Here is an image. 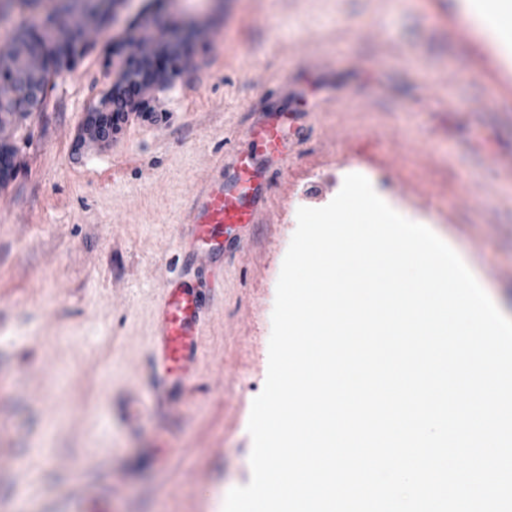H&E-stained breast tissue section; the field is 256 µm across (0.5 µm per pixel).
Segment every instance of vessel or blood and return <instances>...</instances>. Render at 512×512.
I'll use <instances>...</instances> for the list:
<instances>
[{"mask_svg": "<svg viewBox=\"0 0 512 512\" xmlns=\"http://www.w3.org/2000/svg\"><path fill=\"white\" fill-rule=\"evenodd\" d=\"M277 97L278 105L253 116L248 149L225 148L220 178L196 191L189 222L198 247L233 250L241 231L267 211L270 183L281 174L293 147L306 140L307 88L285 76L278 83ZM201 321L198 288L183 281L165 288L150 347L160 402L174 397L194 377L201 354ZM58 512H111V495L84 484Z\"/></svg>", "mask_w": 512, "mask_h": 512, "instance_id": "b4317fda", "label": "vessel or blood"}]
</instances>
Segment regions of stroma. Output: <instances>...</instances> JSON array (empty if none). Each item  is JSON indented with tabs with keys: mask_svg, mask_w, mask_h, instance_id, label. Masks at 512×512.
Instances as JSON below:
<instances>
[{
	"mask_svg": "<svg viewBox=\"0 0 512 512\" xmlns=\"http://www.w3.org/2000/svg\"><path fill=\"white\" fill-rule=\"evenodd\" d=\"M131 0L53 77L0 186V512H43L77 485L112 512H220L248 484L253 399L268 369L276 285L312 181L359 173L429 225L512 307V68L444 0H165L144 40L197 36L171 87L109 143L75 153L115 78ZM309 84V139L231 255L196 258L185 222L227 140L282 76ZM200 283L197 374L167 412L147 351L167 284ZM138 413L125 421L122 410Z\"/></svg>",
	"mask_w": 512,
	"mask_h": 512,
	"instance_id": "35a3bbf8",
	"label": "stroma"
}]
</instances>
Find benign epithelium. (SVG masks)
<instances>
[{
  "mask_svg": "<svg viewBox=\"0 0 512 512\" xmlns=\"http://www.w3.org/2000/svg\"><path fill=\"white\" fill-rule=\"evenodd\" d=\"M103 25L104 21L77 12L72 39L74 47L84 43L88 32ZM126 46L131 51L124 53L119 79L111 85L100 103L86 113L75 144L78 149L108 143L119 132L124 116L112 113V100L119 99L125 110H133L139 107L144 94L167 86L177 74L169 67V62L180 54L178 32L151 43L143 42L132 32ZM5 64L12 73V79L0 82V182L6 181L18 165L17 153L13 151L18 114L10 111L11 105L22 99L32 113L43 108L40 80L44 64L41 56L18 44L8 52Z\"/></svg>",
  "mask_w": 512,
  "mask_h": 512,
  "instance_id": "benign-epithelium-1",
  "label": "benign epithelium"
}]
</instances>
